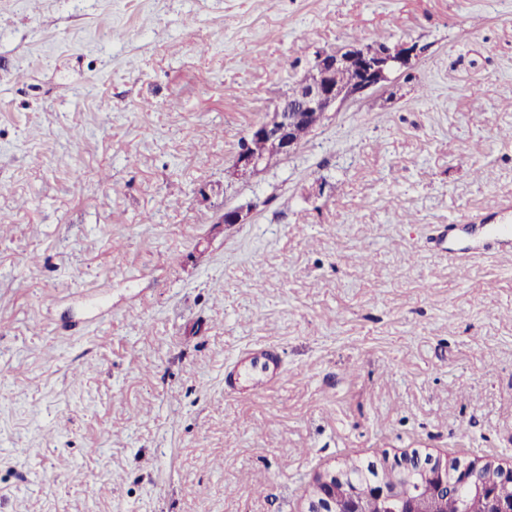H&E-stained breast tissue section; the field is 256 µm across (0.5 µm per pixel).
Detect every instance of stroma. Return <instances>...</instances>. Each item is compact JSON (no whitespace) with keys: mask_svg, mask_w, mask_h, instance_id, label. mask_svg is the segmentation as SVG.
Wrapping results in <instances>:
<instances>
[{"mask_svg":"<svg viewBox=\"0 0 512 512\" xmlns=\"http://www.w3.org/2000/svg\"><path fill=\"white\" fill-rule=\"evenodd\" d=\"M382 39L412 69L226 179L316 51ZM448 224L512 225V0H0V512L512 467V259L449 260ZM253 346L279 383L226 392ZM258 353L264 355L265 366L269 367L270 364L272 365V367H273L272 373L269 376H267L266 378H260V377L248 375L250 377V379H245L244 375L239 370V364H236V365L232 366L226 373L225 380H224L226 388H228L230 390H234L237 387H239L240 385H242V383L248 382L250 384V386H253L256 390H260V389L264 388L266 382L273 380L274 378H276L279 375V373H280L279 356H278L277 352L270 347L259 348V349L248 351L247 353H245L243 360L247 359L255 354H258Z\"/></svg>","mask_w":512,"mask_h":512,"instance_id":"35a3bbf8","label":"stroma"}]
</instances>
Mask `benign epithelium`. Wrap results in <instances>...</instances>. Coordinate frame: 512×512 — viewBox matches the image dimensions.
<instances>
[{
  "label": "benign epithelium",
  "instance_id": "benign-epithelium-1",
  "mask_svg": "<svg viewBox=\"0 0 512 512\" xmlns=\"http://www.w3.org/2000/svg\"><path fill=\"white\" fill-rule=\"evenodd\" d=\"M420 51L413 43L393 47L347 43L330 52H319L308 72L294 83L273 111L253 125L238 148L231 175L247 181L266 169L270 154L288 158L301 146L302 129L319 126L326 114L369 90L378 89L389 81L393 72H406L418 59ZM254 206H226L215 223L226 226L246 224ZM422 472L430 478L412 496H401L397 489L381 481H372L344 499L336 498V480L340 473L318 475L312 483L308 512H364V503L371 499L397 512H438L437 505L455 484L479 480V487L489 489L500 483L512 482V470L490 463L484 465L459 461L432 460L420 462Z\"/></svg>",
  "mask_w": 512,
  "mask_h": 512
}]
</instances>
